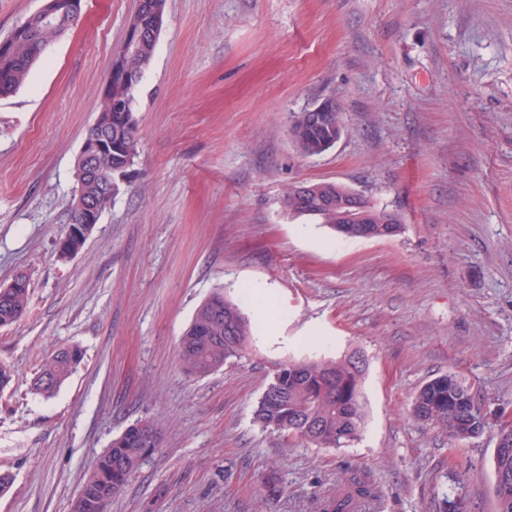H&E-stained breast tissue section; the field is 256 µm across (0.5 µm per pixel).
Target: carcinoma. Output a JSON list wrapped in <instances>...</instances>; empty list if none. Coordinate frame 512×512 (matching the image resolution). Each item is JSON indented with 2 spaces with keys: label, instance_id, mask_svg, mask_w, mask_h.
Wrapping results in <instances>:
<instances>
[{
  "label": "carcinoma",
  "instance_id": "obj_1",
  "mask_svg": "<svg viewBox=\"0 0 512 512\" xmlns=\"http://www.w3.org/2000/svg\"><path fill=\"white\" fill-rule=\"evenodd\" d=\"M166 0H141L128 21L127 28L138 30L141 39L135 52L119 58L121 70L112 73V85L102 97L99 131L112 139V152L90 160L94 176L86 186L102 209L112 205L103 189L109 172H118L134 163L138 137L133 106L138 86L126 81L122 71L140 75L152 60L161 29ZM59 31L40 24L31 25L16 36L11 51L0 54V96L15 92L27 81L31 68L45 47ZM329 122L317 127L309 123L308 111L292 115L289 131L295 150L303 157L321 155L336 144V126L342 125L341 113H329ZM307 201H302L297 187L288 189V211L308 216L348 238H362L361 224L338 223L336 210L325 204L336 201L349 190L335 182L305 184ZM362 204L376 224L375 237L397 235L402 227L399 213L377 208L367 200ZM30 284L23 288H0V327L18 322L27 312ZM255 329L241 306L215 292L196 310L178 345V358L184 371L205 377L224 364L244 356ZM352 353L332 359L288 361L274 371L254 409V420L262 428L283 432L318 448H344L358 441L364 431L367 410L362 385L364 365ZM82 359L76 344L58 348L35 373L31 390L48 400L70 378ZM411 415L448 434L449 443L465 442L487 430L489 424L468 389L451 373L426 382L413 398ZM147 429L150 436L141 433ZM162 429L152 420H140L114 438L85 476L78 495L71 502V512H107L112 498L120 495L129 479L161 444ZM277 462H272L265 478L266 498L279 496ZM494 497L496 512H512V447L494 453ZM373 497L365 484L350 478L336 485V492L323 496L318 512H363Z\"/></svg>",
  "mask_w": 512,
  "mask_h": 512
}]
</instances>
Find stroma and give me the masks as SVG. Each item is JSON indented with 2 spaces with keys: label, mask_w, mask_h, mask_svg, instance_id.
Returning a JSON list of instances; mask_svg holds the SVG:
<instances>
[{
  "label": "stroma",
  "mask_w": 512,
  "mask_h": 512,
  "mask_svg": "<svg viewBox=\"0 0 512 512\" xmlns=\"http://www.w3.org/2000/svg\"><path fill=\"white\" fill-rule=\"evenodd\" d=\"M137 0H82L15 93L0 96V285L30 278L0 327V512H69L88 471L136 421L160 448L109 512H316L344 470L370 512H495L493 432L453 447L416 421L454 373L489 424L512 410V0H167L136 94L139 153L70 261L75 162ZM335 101L344 130L300 156L290 115ZM333 181L397 211L399 235L346 239L289 214L286 192ZM267 296L257 333L209 376L177 347L216 289ZM83 360L34 395L59 347ZM363 353L367 421L348 448L253 422L276 365ZM282 497L263 501L269 461ZM29 288V279L22 278L20 274L16 275L8 286L0 288V327L18 322L26 314L30 297ZM81 359L82 351L76 344L58 348L35 373L31 390L46 400L54 397Z\"/></svg>",
  "instance_id": "obj_1"
}]
</instances>
